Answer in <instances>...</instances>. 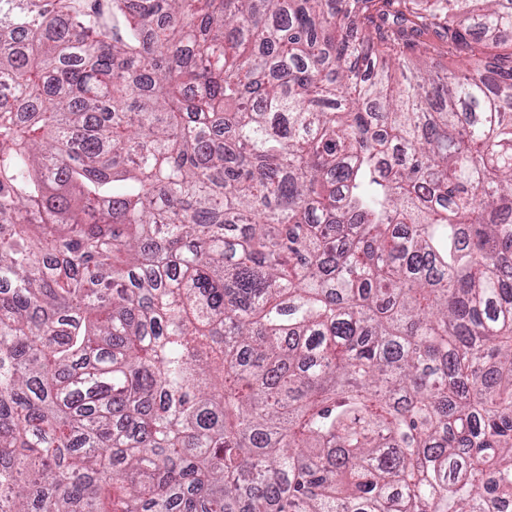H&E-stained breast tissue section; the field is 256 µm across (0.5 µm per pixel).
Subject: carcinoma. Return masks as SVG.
Returning a JSON list of instances; mask_svg holds the SVG:
<instances>
[{"instance_id": "1", "label": "carcinoma", "mask_w": 512, "mask_h": 512, "mask_svg": "<svg viewBox=\"0 0 512 512\" xmlns=\"http://www.w3.org/2000/svg\"><path fill=\"white\" fill-rule=\"evenodd\" d=\"M507 30L0 0V512L512 501Z\"/></svg>"}]
</instances>
